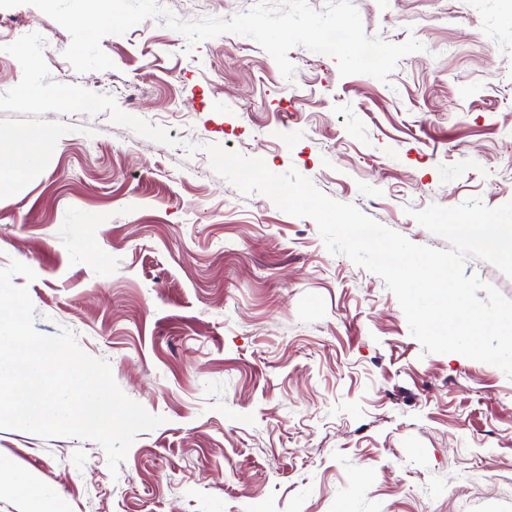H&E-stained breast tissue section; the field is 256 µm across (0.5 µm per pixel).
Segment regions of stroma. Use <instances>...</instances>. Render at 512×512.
<instances>
[{"mask_svg":"<svg viewBox=\"0 0 512 512\" xmlns=\"http://www.w3.org/2000/svg\"><path fill=\"white\" fill-rule=\"evenodd\" d=\"M158 2L198 21L256 0ZM352 2L367 36L423 46L387 80L301 45L287 80L252 38L191 45L159 17L80 73L63 27L0 9V135L55 136L34 167L0 152L20 172L0 181V269L31 267L13 282L36 330H71L164 419L115 475L94 440L0 427V460L65 512H512V378L425 352L379 275L209 164L219 144L296 169L440 250L411 210L512 202V0Z\"/></svg>","mask_w":512,"mask_h":512,"instance_id":"35a3bbf8","label":"stroma"}]
</instances>
